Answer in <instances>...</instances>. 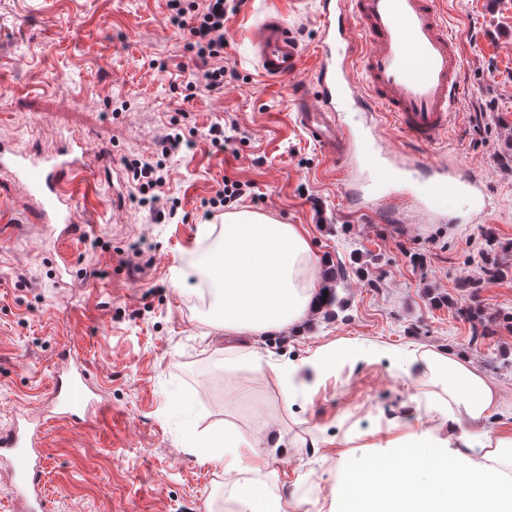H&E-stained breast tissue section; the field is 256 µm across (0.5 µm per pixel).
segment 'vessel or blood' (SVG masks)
I'll use <instances>...</instances> for the list:
<instances>
[{"instance_id":"vessel-or-blood-1","label":"vessel or blood","mask_w":512,"mask_h":512,"mask_svg":"<svg viewBox=\"0 0 512 512\" xmlns=\"http://www.w3.org/2000/svg\"><path fill=\"white\" fill-rule=\"evenodd\" d=\"M316 16L320 39L311 73L314 94L312 101H300L296 120L321 154L340 164L344 176L365 171L374 195L410 172H425L428 181L419 199H391L393 216L413 206L437 215L441 200L454 195L472 202L475 221H487L485 181L427 155L455 120L463 66L443 0H317ZM254 45L265 77L282 81L299 72V43L279 14L265 16ZM347 106L361 113V124L343 121ZM388 122L403 134L413 155L387 148L382 128ZM87 154L80 141L45 155L1 144L0 169L10 170L22 187L34 219L68 238L84 228L77 203L92 185ZM52 403L59 416L75 421L101 408L86 372L76 364L56 376ZM43 441L41 423L29 418L0 432V465L6 466L27 512H48L40 491Z\"/></svg>"}]
</instances>
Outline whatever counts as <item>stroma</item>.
Here are the masks:
<instances>
[{
	"label": "stroma",
	"mask_w": 512,
	"mask_h": 512,
	"mask_svg": "<svg viewBox=\"0 0 512 512\" xmlns=\"http://www.w3.org/2000/svg\"><path fill=\"white\" fill-rule=\"evenodd\" d=\"M267 8L284 12L301 48H314L315 0L296 13L287 0H242L224 23L235 78L208 90L189 84L190 34L170 23L167 0H0V141L47 151L60 137L83 138L95 173L92 224L59 244L33 222L22 190L0 182V430L19 415L44 421L50 512H233L223 470L185 433L227 425L280 436L267 483L281 512H293L294 496L326 512L337 474L401 436L394 423L409 399L426 404L394 362L412 348L469 357L500 395L488 428L512 435V369L492 366L512 355V330L472 346L460 315L470 305L512 312V277L460 288L481 275L485 229L512 242V0H446L463 57L462 120L429 156L485 178V225L391 222L345 198L335 164L296 122L299 98L314 91L308 69L282 83L257 68L253 40ZM215 124L220 145L208 137ZM171 133L191 146L165 161L161 203L177 216L162 220L141 205L126 164L155 156ZM228 178L250 186L234 209L302 225L321 266L343 268L338 318L316 313L299 334L228 336L174 284L205 248L199 226L223 224L209 208ZM64 255L73 272L62 277ZM346 338L388 357L337 363L289 405L269 373L240 362L256 352L285 364ZM65 348L105 405L78 424L49 407Z\"/></svg>",
	"instance_id": "35a3bbf8"
}]
</instances>
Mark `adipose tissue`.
Returning <instances> with one entry per match:
<instances>
[{"label":"adipose tissue","mask_w":512,"mask_h":512,"mask_svg":"<svg viewBox=\"0 0 512 512\" xmlns=\"http://www.w3.org/2000/svg\"><path fill=\"white\" fill-rule=\"evenodd\" d=\"M216 246L202 266L216 288L225 333L300 331L324 298L320 263L304 230L250 210L204 227ZM366 358L358 340L324 345L300 362L271 365L285 404L317 387L337 355ZM406 372L425 388L432 424L358 473L342 472L328 512H512V437L487 426L499 396L471 361L411 350ZM187 439L202 459L233 475L237 512H279L266 482V456L236 428Z\"/></svg>","instance_id":"1"}]
</instances>
